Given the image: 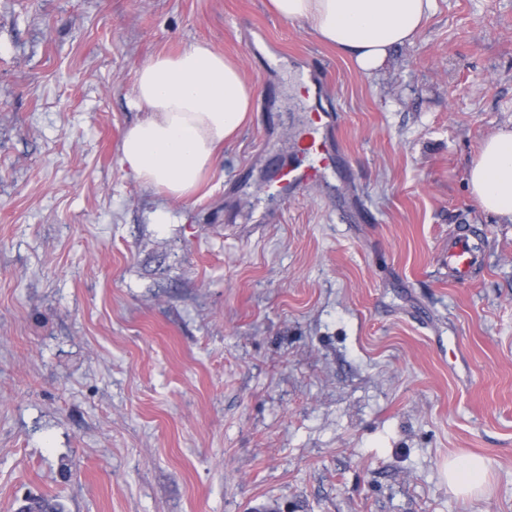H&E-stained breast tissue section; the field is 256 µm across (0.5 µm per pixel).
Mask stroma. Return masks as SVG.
<instances>
[{"label":"stroma","mask_w":512,"mask_h":512,"mask_svg":"<svg viewBox=\"0 0 512 512\" xmlns=\"http://www.w3.org/2000/svg\"><path fill=\"white\" fill-rule=\"evenodd\" d=\"M266 3L0 0V512H512V221L468 186L512 0H437L372 74ZM197 42L259 94L175 200L119 144L140 67ZM315 107L342 162L274 202ZM484 237L480 227L469 225L448 240V271L456 283H467L480 270L479 250ZM488 463L480 456H458L448 460V487L462 496H477L485 491Z\"/></svg>","instance_id":"1"}]
</instances>
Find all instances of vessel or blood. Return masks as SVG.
Masks as SVG:
<instances>
[{
  "mask_svg": "<svg viewBox=\"0 0 512 512\" xmlns=\"http://www.w3.org/2000/svg\"><path fill=\"white\" fill-rule=\"evenodd\" d=\"M329 127L326 113H312L310 126L304 132L301 144L303 153L311 156L313 162L306 167L286 166L272 189L274 196L287 198L296 187L322 181L334 171L336 153L327 135ZM484 237L485 233L480 227L469 225L449 239L448 271L456 283H467L480 270L479 250Z\"/></svg>",
  "mask_w": 512,
  "mask_h": 512,
  "instance_id": "1",
  "label": "vessel or blood"
}]
</instances>
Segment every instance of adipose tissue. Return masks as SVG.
Returning <instances> with one entry per match:
<instances>
[{
    "label": "adipose tissue",
    "instance_id": "adipose-tissue-1",
    "mask_svg": "<svg viewBox=\"0 0 512 512\" xmlns=\"http://www.w3.org/2000/svg\"><path fill=\"white\" fill-rule=\"evenodd\" d=\"M435 0H269L278 17L307 24L365 72L412 43ZM257 94L241 68L208 44L159 54L138 71L134 100L146 113L121 138V167L141 185L175 199L194 194L216 156L245 127ZM482 209L512 220V131L489 137L469 169ZM488 463L480 456L448 460V487L462 496L484 492Z\"/></svg>",
    "mask_w": 512,
    "mask_h": 512
}]
</instances>
